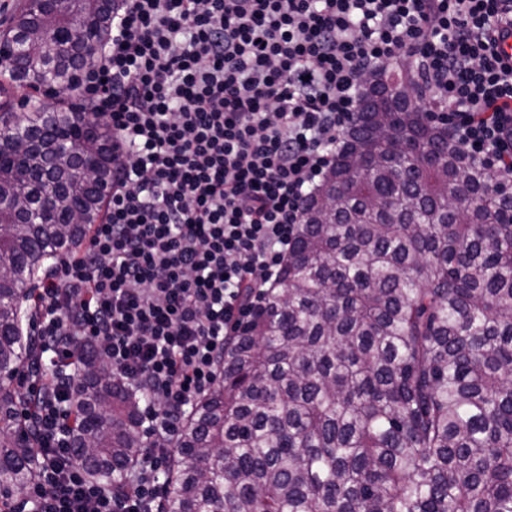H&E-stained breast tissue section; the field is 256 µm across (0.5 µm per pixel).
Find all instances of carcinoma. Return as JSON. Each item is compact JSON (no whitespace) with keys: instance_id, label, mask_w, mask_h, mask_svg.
<instances>
[{"instance_id":"carcinoma-1","label":"carcinoma","mask_w":512,"mask_h":512,"mask_svg":"<svg viewBox=\"0 0 512 512\" xmlns=\"http://www.w3.org/2000/svg\"><path fill=\"white\" fill-rule=\"evenodd\" d=\"M104 0L44 26L21 6L0 83V512L36 480L38 441L10 372L34 356L20 302L73 250L112 187V134L73 107L15 112L17 81L62 92L107 31ZM379 76L316 192L263 310L224 348L164 473V512H512V191ZM71 137L69 154L36 139ZM58 182L53 219L26 223ZM89 475L123 484L146 448L140 397L100 361L68 396Z\"/></svg>"}]
</instances>
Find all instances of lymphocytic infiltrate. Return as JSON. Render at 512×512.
<instances>
[{"label":"lymphocytic infiltrate","mask_w":512,"mask_h":512,"mask_svg":"<svg viewBox=\"0 0 512 512\" xmlns=\"http://www.w3.org/2000/svg\"><path fill=\"white\" fill-rule=\"evenodd\" d=\"M120 2L104 63L76 84L112 128L109 205L30 306L39 512H161L160 465L276 283L366 73L409 63L431 123L512 168V0ZM89 359L143 393L150 418L115 488L71 445L64 396Z\"/></svg>","instance_id":"obj_1"}]
</instances>
